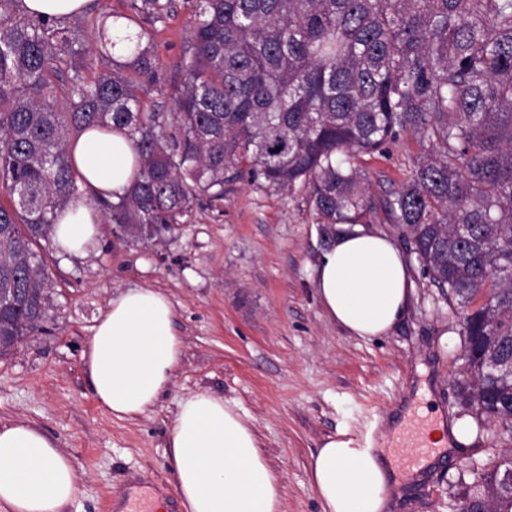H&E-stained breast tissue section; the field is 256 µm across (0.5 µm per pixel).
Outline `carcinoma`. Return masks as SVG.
<instances>
[{
  "instance_id": "carcinoma-1",
  "label": "carcinoma",
  "mask_w": 512,
  "mask_h": 512,
  "mask_svg": "<svg viewBox=\"0 0 512 512\" xmlns=\"http://www.w3.org/2000/svg\"><path fill=\"white\" fill-rule=\"evenodd\" d=\"M22 2L0 0V355L43 319L37 239L83 196L68 143L97 128L126 131L140 166L95 203L110 224L148 225L144 243L244 173L283 191L301 182L325 245L381 207L457 301L461 335L512 356V0H190L194 52L173 112L141 100L164 82L153 32L172 0L110 16L92 0L74 23ZM130 21L139 30L121 35ZM406 130L428 146L376 202L355 159ZM485 287L494 308L470 311ZM468 363L472 393L512 433V374ZM497 477L482 471L466 493Z\"/></svg>"
}]
</instances>
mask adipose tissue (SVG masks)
<instances>
[{
  "label": "adipose tissue",
  "instance_id": "1",
  "mask_svg": "<svg viewBox=\"0 0 512 512\" xmlns=\"http://www.w3.org/2000/svg\"><path fill=\"white\" fill-rule=\"evenodd\" d=\"M80 182L93 192H123L139 168L120 130H87L68 147ZM102 231L92 199L65 209L53 228L57 248L82 254ZM316 290L329 318L350 335H387L405 316L414 285L384 235L354 227L318 265ZM183 341L174 308L157 290L112 299L83 353L96 401L118 419L150 411L174 384ZM168 465L184 512H283L282 486L250 419L209 392L180 399L168 441ZM313 487L322 512H386L398 467L384 449L330 438L312 454ZM76 490L73 463L39 428L0 426V512H62Z\"/></svg>",
  "mask_w": 512,
  "mask_h": 512
}]
</instances>
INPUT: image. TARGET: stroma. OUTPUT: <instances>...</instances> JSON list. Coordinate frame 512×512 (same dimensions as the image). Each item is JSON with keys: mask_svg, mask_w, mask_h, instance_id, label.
Returning a JSON list of instances; mask_svg holds the SVG:
<instances>
[{"mask_svg": "<svg viewBox=\"0 0 512 512\" xmlns=\"http://www.w3.org/2000/svg\"><path fill=\"white\" fill-rule=\"evenodd\" d=\"M193 13L175 0L153 35L166 74L145 104L172 111L183 87L180 65L191 52ZM422 138L407 131L360 165L373 199L412 174ZM405 255L415 292L389 334L366 340L333 322L315 291L325 251L303 187L280 192L241 177L222 200L195 207L174 241L123 242L104 224L82 255L41 244L52 286L46 318L0 358V425L27 421L72 459L77 492L62 512H110L132 475L173 489L167 443L182 396L207 391L237 403L252 421L283 488L284 512H321L309 476L311 455L329 438L366 444L401 420L402 400L421 384L446 419L470 431L467 444L427 466L407 485L394 512H455L474 468L512 453V436L477 426L455 397L462 366L459 314L410 254L405 232L382 210L368 217ZM134 288L167 294L184 342L172 388L146 414L112 417L97 403L82 353L112 298Z\"/></svg>", "mask_w": 512, "mask_h": 512, "instance_id": "obj_1", "label": "stroma"}]
</instances>
